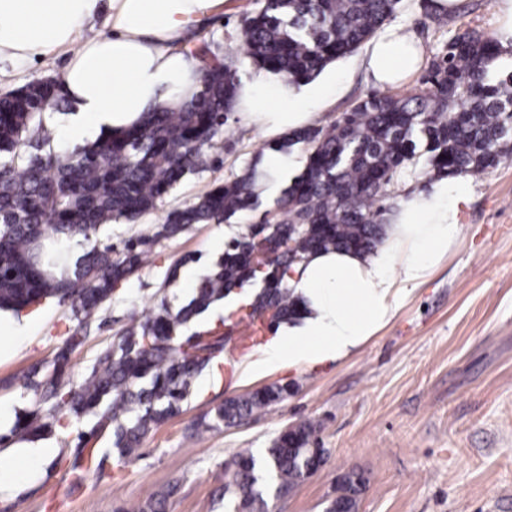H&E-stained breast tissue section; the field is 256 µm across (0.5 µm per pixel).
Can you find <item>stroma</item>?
<instances>
[{"mask_svg":"<svg viewBox=\"0 0 512 512\" xmlns=\"http://www.w3.org/2000/svg\"><path fill=\"white\" fill-rule=\"evenodd\" d=\"M495 0H463L454 13H440L433 0H401L393 24L414 32L423 63H430L451 32H492ZM366 48L327 65L336 91L316 126L324 127L378 86L366 73ZM62 52L25 66L0 63V94L35 77H59ZM219 160L187 175L135 224H116L110 241L152 233L166 213L212 187L262 163L268 138L233 112ZM463 233L456 249L429 281L400 300L391 322L340 360L274 369L259 377L240 366L269 341L268 335L225 346L196 376L181 412L154 427L138 456L125 466L106 460L100 471L75 479L76 427L49 437L54 454L21 463L19 483L0 493V512H115L142 505L177 484L165 512H224L216 492L225 466L248 452L264 460L287 427L311 422L324 462L288 495L268 500V512H324L343 474L362 475L358 512H512V157L473 176L461 208ZM220 224H196L157 242L142 266L119 283L112 299L90 319L88 338L71 355L73 378L88 372L102 350L116 341L131 317H144L160 302L180 306L193 286L171 277L184 256L208 272L220 253L212 242ZM28 339L0 358V408L20 415L35 392L23 376L51 362L78 327L68 305L51 300L30 313ZM287 396L239 425L198 432L205 414L223 401L269 385Z\"/></svg>","mask_w":512,"mask_h":512,"instance_id":"35a3bbf8","label":"stroma"}]
</instances>
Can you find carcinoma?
<instances>
[{
	"instance_id": "carcinoma-1",
	"label": "carcinoma",
	"mask_w": 512,
	"mask_h": 512,
	"mask_svg": "<svg viewBox=\"0 0 512 512\" xmlns=\"http://www.w3.org/2000/svg\"><path fill=\"white\" fill-rule=\"evenodd\" d=\"M400 0H253L240 21L245 56L292 87L370 39ZM189 54L199 63V87L174 106L159 107L118 136L58 153L49 129L65 96L59 79L39 77L0 95V311L19 313L56 297L83 323L110 301L115 286L137 271L159 239L193 224L222 223L258 205L256 166L169 210L150 236L128 240L116 255L103 242L105 226L135 224L151 214L189 173L206 170L241 88L238 60L202 39ZM500 52L489 35L465 29L434 54L418 91L407 97L369 93L325 128H305L267 144L288 152L308 146L306 164L285 189L274 221L252 224L231 239L224 256L180 307L161 303L131 321L116 344L76 383L64 380L72 352L86 337L74 332L53 361L52 374L28 379L39 393L10 436L41 437L71 423L77 457L100 469L113 456H137L152 428L178 414L191 380L224 350L226 336L197 321L224 292L261 279L247 316L270 327L299 319L288 270L318 251L345 249L368 257L382 242L380 219L394 178L424 163L439 175H474L512 155V70L497 74ZM86 246L71 261V241ZM271 255L265 269L255 251ZM288 395L272 386L215 408L205 429L232 427ZM307 422L282 432L263 463L237 454L224 482V512H267V497L290 493L315 471L323 449ZM360 476L344 475L325 512H357ZM145 507L117 512H164L167 494Z\"/></svg>"
}]
</instances>
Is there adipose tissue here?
<instances>
[{
	"label": "adipose tissue",
	"mask_w": 512,
	"mask_h": 512,
	"mask_svg": "<svg viewBox=\"0 0 512 512\" xmlns=\"http://www.w3.org/2000/svg\"><path fill=\"white\" fill-rule=\"evenodd\" d=\"M223 6L224 0H0V59L24 63L69 53L61 74L70 104L62 131L73 149L191 96L198 63L181 45ZM101 15L110 33L80 39L82 28ZM418 61L413 33L394 27L374 41L367 69L376 83L394 85ZM333 90L325 83L300 94L259 71L239 108L276 136L311 125ZM470 186L468 177H443L411 194L390 214L388 232L370 258L346 250L307 256L288 279L305 308L302 317L281 326L245 374L341 359L386 326L401 297L426 283L457 247L460 205Z\"/></svg>",
	"instance_id": "1"
}]
</instances>
